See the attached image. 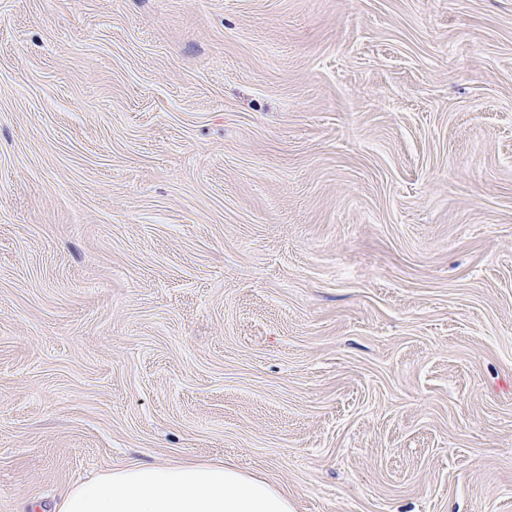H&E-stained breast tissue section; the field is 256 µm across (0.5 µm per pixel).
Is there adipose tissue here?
<instances>
[{"label": "adipose tissue", "mask_w": 512, "mask_h": 512, "mask_svg": "<svg viewBox=\"0 0 512 512\" xmlns=\"http://www.w3.org/2000/svg\"><path fill=\"white\" fill-rule=\"evenodd\" d=\"M58 512H294L286 492L224 463L122 465L73 486Z\"/></svg>", "instance_id": "1"}]
</instances>
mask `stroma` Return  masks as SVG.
Instances as JSON below:
<instances>
[{"label":"stroma","mask_w":512,"mask_h":512,"mask_svg":"<svg viewBox=\"0 0 512 512\" xmlns=\"http://www.w3.org/2000/svg\"><path fill=\"white\" fill-rule=\"evenodd\" d=\"M184 459L512 512V0H0V512Z\"/></svg>","instance_id":"stroma-1"}]
</instances>
